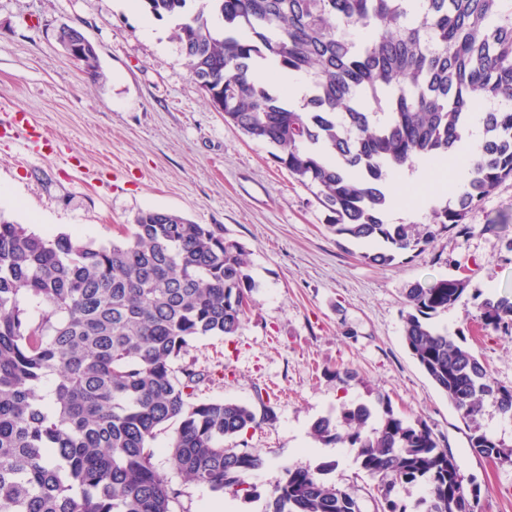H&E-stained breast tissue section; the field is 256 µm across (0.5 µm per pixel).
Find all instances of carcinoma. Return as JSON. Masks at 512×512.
I'll use <instances>...</instances> for the list:
<instances>
[{
  "mask_svg": "<svg viewBox=\"0 0 512 512\" xmlns=\"http://www.w3.org/2000/svg\"><path fill=\"white\" fill-rule=\"evenodd\" d=\"M140 0L173 29L190 76L226 122L275 146L276 161L317 189L338 237L372 246L387 266L435 232L388 224L389 168L451 155L477 95L483 139L465 187L430 208L428 223L471 234L473 211L512 180V0ZM303 75L309 94L254 82L258 60ZM257 284L243 247L224 230L174 212L137 214L124 237L96 242L40 235L0 216V512H174L179 492L155 462L154 443L184 480L214 492L254 491L265 465L224 439L273 420L247 405L199 397L211 374L184 361L205 336L238 335ZM460 280L406 289L405 343L459 413L469 446L512 463V444L481 424L489 400L512 418V387L428 322L454 305ZM482 326L512 335V295L485 298ZM317 440L357 449L374 481L377 512H480L451 449L426 423L389 405L359 404L312 427ZM324 468L293 464L267 512H361ZM428 486L413 510L400 485Z\"/></svg>",
  "mask_w": 512,
  "mask_h": 512,
  "instance_id": "1",
  "label": "carcinoma"
}]
</instances>
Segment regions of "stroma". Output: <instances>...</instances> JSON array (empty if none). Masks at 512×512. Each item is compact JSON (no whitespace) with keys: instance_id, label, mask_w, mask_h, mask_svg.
I'll list each match as a JSON object with an SVG mask.
<instances>
[{"instance_id":"35a3bbf8","label":"stroma","mask_w":512,"mask_h":512,"mask_svg":"<svg viewBox=\"0 0 512 512\" xmlns=\"http://www.w3.org/2000/svg\"><path fill=\"white\" fill-rule=\"evenodd\" d=\"M79 27L105 78L92 82L56 39ZM174 20L129 11L124 0H0V216L35 233L108 241L148 209L219 226L245 249L257 288L237 336L197 340L187 362L211 373L201 395L272 411L271 424L226 439L265 458L257 498L185 482L165 453L155 462L180 489L181 512H264L289 465H322L374 512L373 482L352 448L312 436L342 406L390 404L445 438L481 512H512V465L475 453L458 413L404 339L403 294L415 282L461 279L466 289L432 317L465 336L492 379L512 387V338L481 329L479 298L512 293V180L470 218L462 237L436 233L387 266L336 237L313 189L275 162L272 146L224 120L189 75L171 39ZM344 380H337V371Z\"/></svg>"}]
</instances>
